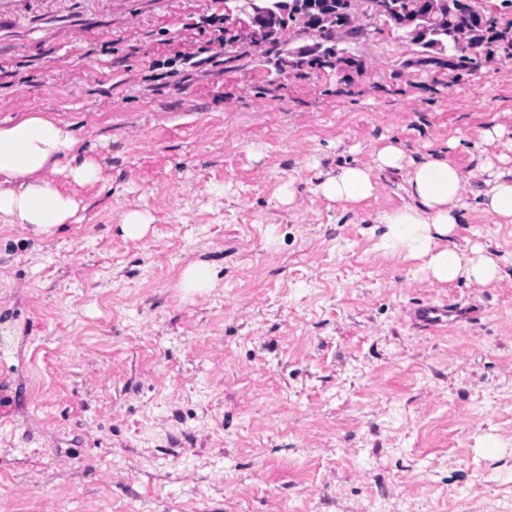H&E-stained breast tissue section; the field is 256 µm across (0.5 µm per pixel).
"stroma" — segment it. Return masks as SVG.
I'll list each match as a JSON object with an SVG mask.
<instances>
[{
  "instance_id": "stroma-1",
  "label": "stroma",
  "mask_w": 512,
  "mask_h": 512,
  "mask_svg": "<svg viewBox=\"0 0 512 512\" xmlns=\"http://www.w3.org/2000/svg\"><path fill=\"white\" fill-rule=\"evenodd\" d=\"M224 11L0 0V120L71 122L102 169L56 177L77 223H0V512H512V224L465 196L457 237L500 278L434 284L368 232L399 174L355 213L316 191L390 141L512 158V51L422 65L382 26L347 42L359 71L283 75L200 25ZM194 262L214 288H180ZM430 300L466 316L427 330ZM154 218L147 212L133 210L124 214L121 229L125 237L130 239H141L145 236L149 224Z\"/></svg>"
}]
</instances>
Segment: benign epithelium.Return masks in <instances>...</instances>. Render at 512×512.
Listing matches in <instances>:
<instances>
[{
    "label": "benign epithelium",
    "mask_w": 512,
    "mask_h": 512,
    "mask_svg": "<svg viewBox=\"0 0 512 512\" xmlns=\"http://www.w3.org/2000/svg\"><path fill=\"white\" fill-rule=\"evenodd\" d=\"M451 5V0H428V6L423 8L414 6L408 15L396 14L391 0H343L339 9L347 18L355 21L364 15L376 21H381L391 29H401L412 24L419 30L436 28L442 22V15ZM293 0H281L278 11L268 12L261 5V0H246V6L242 9V15L234 18H224V43L234 47L249 44L258 46L282 31L279 23V15H285L291 10ZM481 11L480 0H472L470 11L462 12L456 16L454 24V42L463 45L470 38L471 13ZM343 33L341 27L334 28L329 38L326 39L328 51L323 48L310 46L300 51L290 48L282 57L280 70L286 72L304 68L310 60L317 59L320 68L334 69L338 72H350L358 69L341 44Z\"/></svg>",
    "instance_id": "benign-epithelium-1"
}]
</instances>
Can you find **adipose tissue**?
<instances>
[{"mask_svg": "<svg viewBox=\"0 0 512 512\" xmlns=\"http://www.w3.org/2000/svg\"><path fill=\"white\" fill-rule=\"evenodd\" d=\"M78 144L70 123L45 112H24L0 121L1 223L48 235L74 219L78 204L55 184L54 175H66L80 185L100 179L97 161L80 155ZM385 169L402 171L408 198L404 206L379 214L371 229L385 249L421 260L425 273L441 284L463 279L486 285L499 279L492 257L479 249L466 251L454 237L468 191L499 223H512V170L493 172L471 187L446 155L409 160L390 143L375 151L372 163L326 174L317 190L326 200L355 212L374 196L376 174Z\"/></svg>", "mask_w": 512, "mask_h": 512, "instance_id": "obj_1", "label": "adipose tissue"}]
</instances>
